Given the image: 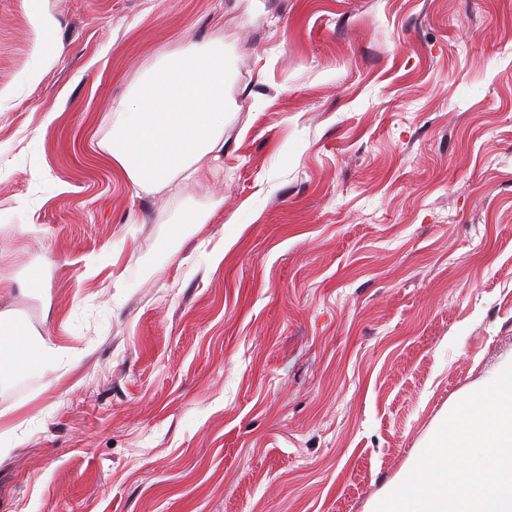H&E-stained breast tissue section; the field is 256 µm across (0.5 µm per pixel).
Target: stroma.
Returning a JSON list of instances; mask_svg holds the SVG:
<instances>
[{
  "label": "stroma",
  "instance_id": "35a3bbf8",
  "mask_svg": "<svg viewBox=\"0 0 512 512\" xmlns=\"http://www.w3.org/2000/svg\"><path fill=\"white\" fill-rule=\"evenodd\" d=\"M215 44L223 154L134 188ZM0 318L81 353L0 377V512H371L512 360V0H0ZM224 52L191 48L112 113L107 150L135 188L157 190L224 150Z\"/></svg>",
  "mask_w": 512,
  "mask_h": 512
}]
</instances>
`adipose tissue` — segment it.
I'll list each match as a JSON object with an SVG mask.
<instances>
[{
  "instance_id": "ef3b65f1",
  "label": "adipose tissue",
  "mask_w": 512,
  "mask_h": 512,
  "mask_svg": "<svg viewBox=\"0 0 512 512\" xmlns=\"http://www.w3.org/2000/svg\"><path fill=\"white\" fill-rule=\"evenodd\" d=\"M224 56L192 48L142 83L112 113L107 150L134 187L157 190L179 176L200 175V160L224 149ZM62 351L45 341L25 346L19 329L0 327V371L31 360L57 363Z\"/></svg>"
}]
</instances>
